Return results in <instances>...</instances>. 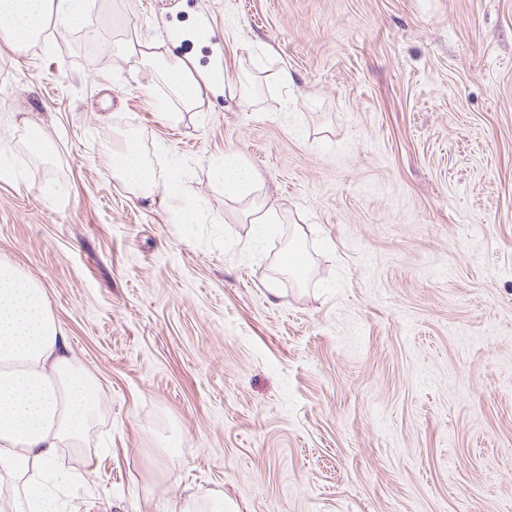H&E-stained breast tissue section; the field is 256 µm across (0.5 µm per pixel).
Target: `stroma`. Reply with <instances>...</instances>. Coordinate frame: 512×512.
<instances>
[{"label":"stroma","instance_id":"35a3bbf8","mask_svg":"<svg viewBox=\"0 0 512 512\" xmlns=\"http://www.w3.org/2000/svg\"><path fill=\"white\" fill-rule=\"evenodd\" d=\"M162 9L92 0L99 37L0 41V258L101 388L59 512H157L155 471L169 512H512V0ZM116 38L221 59L239 87L180 112ZM107 128L180 164L198 223L113 176ZM230 154L282 217L256 250L214 174ZM297 224L302 276L279 266ZM23 145L26 151L36 157H43L49 152V142L41 126L30 120H24Z\"/></svg>","mask_w":512,"mask_h":512}]
</instances>
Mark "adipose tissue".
Listing matches in <instances>:
<instances>
[{
  "label": "adipose tissue",
  "mask_w": 512,
  "mask_h": 512,
  "mask_svg": "<svg viewBox=\"0 0 512 512\" xmlns=\"http://www.w3.org/2000/svg\"><path fill=\"white\" fill-rule=\"evenodd\" d=\"M43 19L61 27L93 24L85 0H0V36L14 47L37 42ZM136 51L185 111H193L214 87L209 71L193 57L165 56L149 44ZM109 153L114 175L138 196L152 198L156 187H164L178 222L194 223L179 168H171L162 183L136 144L127 141ZM215 176L230 201H249L251 223H279L273 207L250 202L260 177L247 163L227 156ZM98 403L99 387L69 356L66 332L41 284L0 260V481L14 488L8 499L0 498V512H57L44 478L57 468L60 448L86 436Z\"/></svg>",
  "instance_id": "obj_1"
}]
</instances>
